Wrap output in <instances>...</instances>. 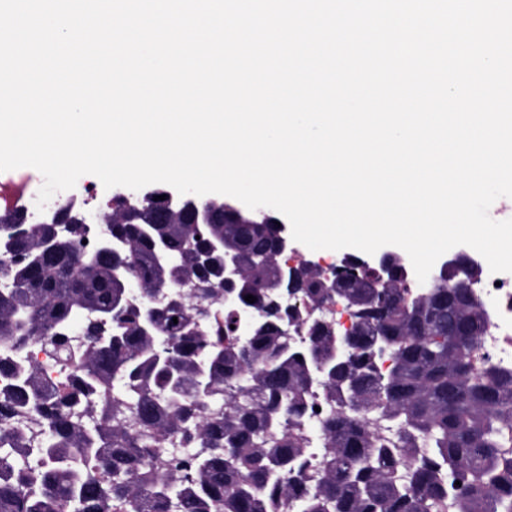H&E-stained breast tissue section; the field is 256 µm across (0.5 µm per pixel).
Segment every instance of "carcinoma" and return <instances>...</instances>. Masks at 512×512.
I'll list each match as a JSON object with an SVG mask.
<instances>
[{"mask_svg":"<svg viewBox=\"0 0 512 512\" xmlns=\"http://www.w3.org/2000/svg\"><path fill=\"white\" fill-rule=\"evenodd\" d=\"M108 213L125 244L112 257L84 250L77 209L52 252L51 225L0 214L2 238L24 225L0 267V512H512V371L480 356L474 292L371 288L368 271L334 287L308 266L300 303L278 307L268 219L242 224L226 206L201 225L120 196ZM159 239L176 264L157 262ZM217 240L239 253L245 338L220 308V264L197 263ZM336 296L354 318L343 355L310 314ZM37 340L59 380L24 359ZM331 402L323 447H306L314 407ZM27 417L44 428L36 445L12 425Z\"/></svg>","mask_w":512,"mask_h":512,"instance_id":"obj_1","label":"carcinoma"}]
</instances>
